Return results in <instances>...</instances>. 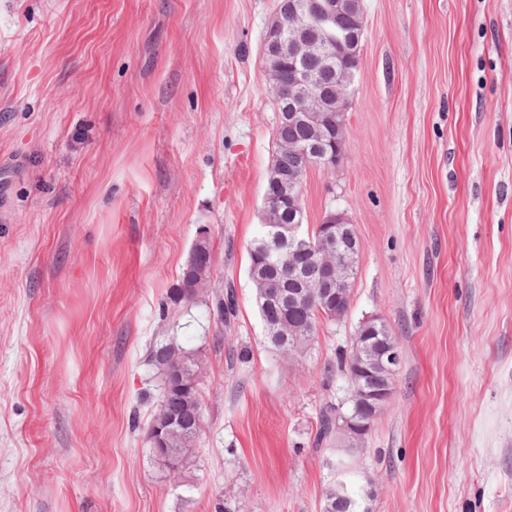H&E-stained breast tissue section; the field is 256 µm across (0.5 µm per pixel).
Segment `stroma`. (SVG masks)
Returning <instances> with one entry per match:
<instances>
[{"label": "stroma", "mask_w": 512, "mask_h": 512, "mask_svg": "<svg viewBox=\"0 0 512 512\" xmlns=\"http://www.w3.org/2000/svg\"><path fill=\"white\" fill-rule=\"evenodd\" d=\"M277 5L0 0V512H322L341 455L319 413L369 316L403 351L349 459L372 512H512V0H362L345 160L303 188L308 224L355 225L359 266L295 358L248 276ZM203 228L208 294L171 303ZM168 339L202 363L179 480L145 436ZM213 312L214 308L217 314V318L222 325L229 324L231 319L234 318L237 311V305L234 293L232 291L226 292L225 295L222 292H217L212 297Z\"/></svg>", "instance_id": "stroma-1"}]
</instances>
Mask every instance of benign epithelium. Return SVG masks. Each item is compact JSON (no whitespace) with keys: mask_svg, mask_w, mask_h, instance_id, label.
<instances>
[{"mask_svg":"<svg viewBox=\"0 0 512 512\" xmlns=\"http://www.w3.org/2000/svg\"><path fill=\"white\" fill-rule=\"evenodd\" d=\"M350 9L351 0H280L267 29L268 51L263 56L270 92L281 108L277 126L322 123L337 126L336 139L329 147H316L291 139L277 141L276 164L281 167L288 193L280 196L264 192L263 224L270 228L271 240L264 244L263 251L266 259L276 265L281 264L285 251H290L289 279L297 282L298 288L285 290L278 297L281 304L297 305L315 297L323 300L336 297L345 301V307L333 315L338 322L349 313L354 275L348 252L337 246L336 227L345 225L348 239L354 244L357 239L354 225L344 214L331 212L317 225L318 240L314 242L302 235L299 224L282 223L281 212L287 203L300 209V187L305 172L312 168L334 170L344 160L346 112L354 93L357 67L339 69L336 58L343 52L358 55L362 32H352L342 40L334 36L333 31L336 20L346 16ZM290 155L302 157L303 165L293 169L283 166ZM193 254L198 260L194 287L205 288L210 281L213 257L208 231L198 233ZM314 262L330 273L334 286L314 281L306 274V268ZM371 326V322L361 326L354 338L353 391L349 397L354 413L340 429L342 437L352 443L365 439L374 420L390 400L389 391L375 385L377 372L383 370L393 376L402 363V351L395 340L384 342L377 359L369 361L363 357L365 329ZM202 428L203 412L199 410L194 411L187 421L169 410L154 426L148 440L159 448L157 462L169 474L181 475L190 453L186 448L171 451L163 447L166 435L179 433L197 438Z\"/></svg>","mask_w":512,"mask_h":512,"instance_id":"obj_1","label":"benign epithelium"}]
</instances>
